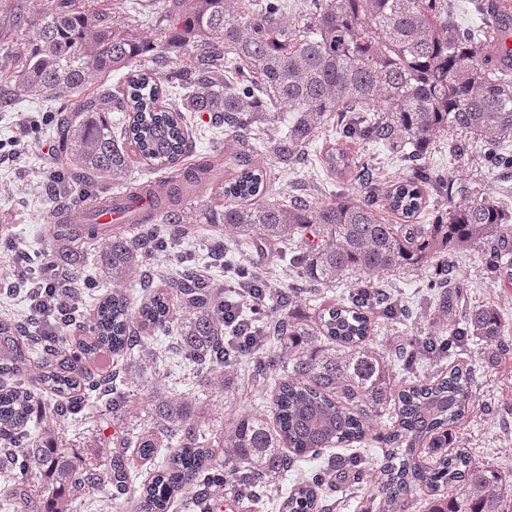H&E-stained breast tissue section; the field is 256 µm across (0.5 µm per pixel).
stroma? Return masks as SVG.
I'll return each mask as SVG.
<instances>
[{
    "mask_svg": "<svg viewBox=\"0 0 512 512\" xmlns=\"http://www.w3.org/2000/svg\"><path fill=\"white\" fill-rule=\"evenodd\" d=\"M58 107L55 100L18 96L12 111L0 112V216H10L7 232L15 247L28 252L39 251L50 242L51 217L57 210L59 192H66L68 196L70 223L83 221L85 205L79 200V190L64 191L61 183L51 178L60 167L58 158L51 155L57 147L51 128L38 129L33 125L34 119L42 118ZM330 135V129H323L307 148L301 163L288 168L270 167L275 195L321 199L329 194L331 187L316 157ZM191 136L192 147L182 161L184 170L211 162L218 168L220 176L232 179L237 169L226 161L224 135L212 127L208 116L198 114L193 117ZM451 142V137L444 135L434 139L429 149V161L447 173L453 185L452 194L447 197L427 190V208L419 215V223H431L449 200L460 201L478 193L493 198L503 209L512 212V179L483 160L479 145H472L469 154L460 158L451 152ZM217 240L224 242L237 258L257 263L262 275L287 282V268L272 259L273 254L279 252V245H271L268 254H260L246 240L225 234L220 224L197 225L193 234L181 237L180 243L182 248L203 255ZM450 258L454 284L462 288L467 304L496 306L504 319L506 335L512 337V283H495L485 278L481 247L452 251ZM431 278L432 270L428 267L390 276V288L404 304L419 308L420 314L407 324L390 325L381 314L372 313L371 345L375 350L388 354L400 343L432 334L433 317L422 311ZM148 341L159 352L162 361L158 370L144 374L139 388L131 393L126 415L117 418L105 411L92 420L66 422L62 427L66 443L82 447L103 436H123L132 426L150 424V398L159 388L214 405L215 419L219 422L230 412L261 410L269 405L270 386L254 384L248 371L240 372L238 390L227 400L200 386L195 366L173 349L172 335L155 333ZM454 365L474 372V409L467 418L454 425L455 447L467 451L477 461L495 464L512 477V358L489 363L480 346L471 343L441 361L420 359L416 376L421 381L432 380ZM324 463L321 457L300 462L296 474L276 482L271 490L253 501H243L231 492H224L223 496L212 498L211 508L213 512H221L224 505L230 503L234 512H278L280 493L292 487L297 476L310 474ZM324 498L332 512H376L380 495L376 485L367 483L357 487L339 478L334 486L325 489Z\"/></svg>",
    "mask_w": 512,
    "mask_h": 512,
    "instance_id": "1",
    "label": "stroma"
}]
</instances>
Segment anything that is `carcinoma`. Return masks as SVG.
<instances>
[{"mask_svg": "<svg viewBox=\"0 0 512 512\" xmlns=\"http://www.w3.org/2000/svg\"><path fill=\"white\" fill-rule=\"evenodd\" d=\"M129 0H0V70L14 90L28 96L62 99L51 126L60 145L67 176L90 187L100 179L127 183L138 156L170 177L139 192L93 196L85 224H53L48 258L72 266L71 244L89 236L97 261L112 279V291L98 302L79 352L88 357L109 351L137 358L122 385L132 389L145 368L157 362L142 340L146 331L165 332L172 315L170 298L158 294L133 311L125 289L156 251L174 240L157 235L156 225L222 224L251 240L258 250L293 242L288 265L298 270V287L275 290L276 312L251 311L243 323L266 336L264 349L281 371L271 394V415L242 412L209 440L203 433L208 408L182 394L153 396L152 425L128 438H107L87 454L59 439L61 424L93 399L117 412L125 392L116 373L77 371L61 350L59 335L30 330L33 321L0 319V461L19 472L18 483L3 491L8 512H34L32 492L42 512H70L71 498L110 485L122 492L132 482L126 449L149 459L160 447L157 433L179 434L177 448L138 498L140 512H168L184 488L194 502L208 507L214 471L224 468V487L253 498L295 469L300 458L324 448L361 441L370 435L387 446V464L378 478L377 512H406L417 486L435 492L428 512H508L512 484L492 465L467 452L448 455L452 427L472 405L470 372L451 367L425 384L396 385L388 359L370 346L368 313L378 307L402 324L411 309L378 286L385 274L432 266L439 288L434 305L442 333L394 351L409 362L421 348L435 353L475 340L491 360L512 352L504 321L494 305L458 310L460 290L441 257L472 244H489L483 257L487 275L512 281V214L491 198L476 195L448 201L430 224H391L381 204L405 218L425 203L422 186L452 196L448 177L428 162L433 139L460 132L480 142L485 161L512 170V154L499 152L512 137V28L504 24L505 0H480L476 11L489 12L495 26L462 28L448 0H306L295 25L285 21L288 0H156L147 22L125 17ZM151 28L147 37L143 26ZM181 68H168L171 55ZM135 73L126 86L112 89L105 79L126 69ZM279 108L290 113L287 130L271 140L270 153L288 166L325 126L335 128L320 163L327 175L349 169L363 193L339 190L328 200L270 196L263 166L251 165V141L277 121ZM121 113L112 123L111 113ZM210 115L224 129V143L235 146L230 160L241 171L224 181L205 163L181 175L189 147L187 113ZM408 147L407 174L394 185L370 175L365 164L351 166L344 142ZM209 186L230 199L222 209H187L196 186ZM103 211L130 215L136 233L97 222ZM211 260L236 277V287L256 284L258 272L226 258L224 244ZM181 267L170 279L171 294L182 309L178 347L184 358L203 368L212 392L234 394L241 354L224 328V297L214 279L197 273L191 258L175 255ZM358 275L357 287L341 303L325 309L312 325L297 310L307 290L332 288L345 275ZM397 405L392 427L374 433V421L389 404ZM428 444L439 464L428 466L417 448ZM224 449L215 461L212 445ZM336 467L364 480L356 456H335ZM325 473H313L280 502L281 512H326L319 504Z\"/></svg>", "mask_w": 512, "mask_h": 512, "instance_id": "1", "label": "carcinoma"}]
</instances>
